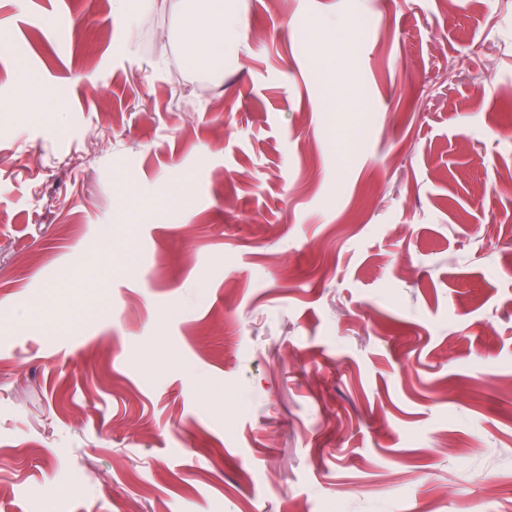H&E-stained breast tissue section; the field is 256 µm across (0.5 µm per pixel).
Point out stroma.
Instances as JSON below:
<instances>
[{
    "instance_id": "35a3bbf8",
    "label": "stroma",
    "mask_w": 512,
    "mask_h": 512,
    "mask_svg": "<svg viewBox=\"0 0 512 512\" xmlns=\"http://www.w3.org/2000/svg\"><path fill=\"white\" fill-rule=\"evenodd\" d=\"M226 6L0 0V512H512V0ZM183 16L182 44L194 65L206 66L214 61L224 63L228 46L225 34L238 26L224 0H179Z\"/></svg>"
}]
</instances>
